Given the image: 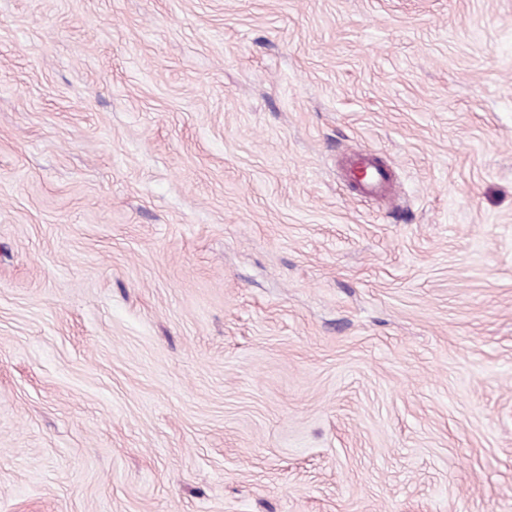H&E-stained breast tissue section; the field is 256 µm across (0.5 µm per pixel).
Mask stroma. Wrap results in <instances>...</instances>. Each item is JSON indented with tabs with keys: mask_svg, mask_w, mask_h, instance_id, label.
Returning a JSON list of instances; mask_svg holds the SVG:
<instances>
[{
	"mask_svg": "<svg viewBox=\"0 0 512 512\" xmlns=\"http://www.w3.org/2000/svg\"><path fill=\"white\" fill-rule=\"evenodd\" d=\"M0 512H512V0H0Z\"/></svg>",
	"mask_w": 512,
	"mask_h": 512,
	"instance_id": "35a3bbf8",
	"label": "stroma"
}]
</instances>
